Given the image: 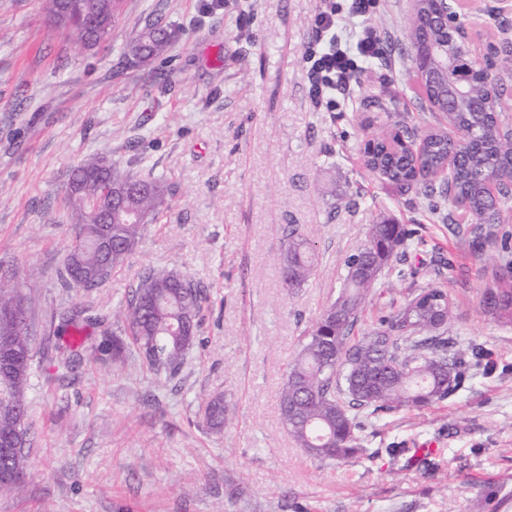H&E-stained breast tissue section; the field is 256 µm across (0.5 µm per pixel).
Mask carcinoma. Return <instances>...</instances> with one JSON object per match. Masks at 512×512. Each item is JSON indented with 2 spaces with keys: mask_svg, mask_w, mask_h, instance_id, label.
<instances>
[{
  "mask_svg": "<svg viewBox=\"0 0 512 512\" xmlns=\"http://www.w3.org/2000/svg\"><path fill=\"white\" fill-rule=\"evenodd\" d=\"M121 0H71L73 28L84 44L92 32L80 24L83 14L103 15V22L117 23ZM171 34L160 22L145 26L132 37L129 56L144 63L165 55ZM500 71L474 77L472 91H486L494 98H512V40L500 45ZM450 76L441 85L420 86L435 112L443 113V125L420 139L417 155L402 149L411 139L408 128L398 127L371 140L364 149L363 166L401 192L414 185L427 195L437 194L461 210L464 223L472 225L473 245L481 251L497 242L505 223L512 193L506 185L491 192L485 180L497 168L512 162V119L509 115L475 112L463 101L448 102ZM479 141L483 150L469 151ZM68 177L78 181V196L68 197L67 249L62 270L64 288H96L121 268L141 242L147 224L159 214L165 189L158 179L121 175L105 156L90 158ZM125 192L127 210L105 213L112 189ZM106 216L110 245L101 243ZM410 237L403 224L389 219L373 225L367 244L345 257L347 274L342 291L306 331L301 350L288 366L279 392L283 425L295 445L318 461H346L359 451V426L351 410L374 412L422 409L448 398L460 386L463 373L459 354L448 355V339L437 334L436 315L451 306L443 288H428L403 303L389 305L379 326L353 336L367 298L382 273L391 267L398 249ZM512 247L501 243L500 263L491 268V283L483 306L497 321L512 324ZM282 274L287 288H299L316 274L311 240L291 227L282 244ZM28 278L0 275V342L26 358L8 371H0V442L26 444L30 428L18 433L20 418H28L27 383L33 359L32 340L24 328L27 309L18 308ZM201 291L186 275L173 271L146 270L126 305L112 312L111 329L98 346L102 355L117 356L121 337L139 345L148 366L155 372L175 373L183 364L200 332L197 314ZM224 397L206 406V424L213 433L224 430L227 417ZM25 452L0 454V489L16 490L27 469Z\"/></svg>",
  "mask_w": 512,
  "mask_h": 512,
  "instance_id": "carcinoma-1",
  "label": "carcinoma"
}]
</instances>
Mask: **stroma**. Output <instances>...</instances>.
<instances>
[{"instance_id":"35a3bbf8","label":"stroma","mask_w":512,"mask_h":512,"mask_svg":"<svg viewBox=\"0 0 512 512\" xmlns=\"http://www.w3.org/2000/svg\"><path fill=\"white\" fill-rule=\"evenodd\" d=\"M45 0H0V272L24 290L35 357L28 382V469L0 512H512V324L483 307V264L454 205L399 193L362 165L367 139L394 120L421 135L439 123L414 94L413 0H380L366 16L387 54L336 111H315L305 54L317 0H123L111 38L83 47L49 24ZM247 13L249 22L239 20ZM159 21L166 62L127 60L129 38ZM396 105L386 116L379 102ZM164 178L168 208L100 287L60 285L69 243L67 174L89 156ZM389 217L411 235L365 306L356 332L388 301L446 288L443 326L467 355V380L430 408L356 421L360 452L321 463L282 424L279 391L306 330L343 288V260ZM315 244L316 278L283 285L282 238ZM177 270L206 296L201 331L177 375L89 349L58 364L57 328L72 311L124 306L144 269ZM490 353L492 369L471 353ZM223 395L230 422L205 426Z\"/></svg>"}]
</instances>
